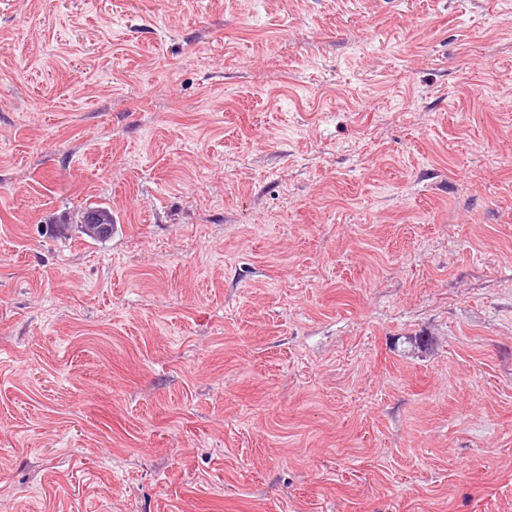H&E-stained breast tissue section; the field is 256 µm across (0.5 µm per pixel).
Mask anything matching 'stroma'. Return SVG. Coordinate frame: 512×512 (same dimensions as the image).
I'll return each mask as SVG.
<instances>
[{
	"label": "stroma",
	"instance_id": "1",
	"mask_svg": "<svg viewBox=\"0 0 512 512\" xmlns=\"http://www.w3.org/2000/svg\"><path fill=\"white\" fill-rule=\"evenodd\" d=\"M0 512H512V0H0ZM90 213L96 217L93 224H90L87 220ZM104 224L108 226L106 231L102 230ZM46 228L51 237H77L85 241L88 239L103 241L113 235L117 226L112 223V211L108 207L99 204L89 205L60 222H51L46 225Z\"/></svg>",
	"mask_w": 512,
	"mask_h": 512
}]
</instances>
